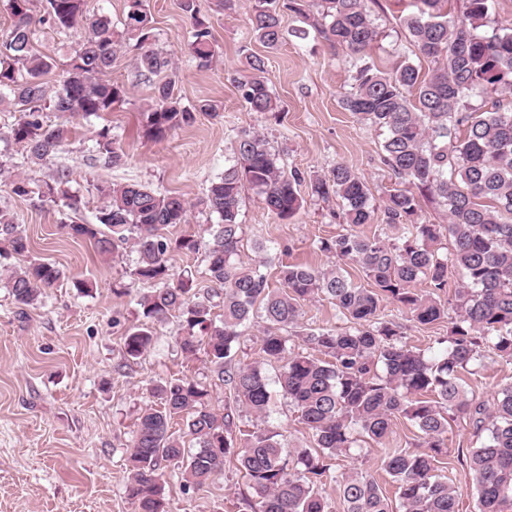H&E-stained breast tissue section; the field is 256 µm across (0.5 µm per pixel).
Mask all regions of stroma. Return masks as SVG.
I'll list each match as a JSON object with an SVG mask.
<instances>
[{"instance_id":"stroma-1","label":"stroma","mask_w":512,"mask_h":512,"mask_svg":"<svg viewBox=\"0 0 512 512\" xmlns=\"http://www.w3.org/2000/svg\"><path fill=\"white\" fill-rule=\"evenodd\" d=\"M200 3L212 26L216 52L208 67L199 66L185 50L192 22L179 0H146L159 47L178 59L176 94L188 106L218 102L219 116L200 112L192 125L163 138L138 136L136 118L152 103L154 84L139 79L131 53L122 52L109 78L127 89L126 102L102 117L75 119L76 137L58 157L71 171V188L82 200L79 210L16 196L0 181V206L8 207L22 225L30 256L54 263L64 273L44 302L23 315L9 288L0 283V512H134L124 495L127 456L137 415L151 399V385L186 376L209 389L214 409L223 410L229 401L228 390L204 354L191 360L181 355L177 316L154 324L150 350L135 360L127 357L125 338L140 323L138 300L150 289L133 274L136 256L124 245L99 255L88 240L64 230L72 222H94L101 204L94 184L140 183L196 201L223 173L238 132L258 129L286 165L303 176L327 174L344 162L356 170L375 200L398 186L381 160L382 135L342 105L355 73V59L348 51L331 49L318 37H293V29L303 22L289 11L282 15L284 42L267 50L253 38L248 24L255 0H237L226 10L219 8L218 0ZM370 8L381 33L370 55L388 69L408 50L400 18L411 12L412 0H372ZM252 53L268 61L278 116L248 111L239 98L233 79L246 69ZM105 126L125 154L122 165L104 166L85 150ZM300 194L301 210L282 221L252 190H244L239 262L252 265L268 254L285 263L324 269L335 265V258L320 251L318 243L343 232L342 202H322L305 187ZM78 279L89 283L87 292L75 288ZM381 314L402 323L408 345L429 355L442 351L450 319L422 326L388 300ZM510 383L512 364L494 358L485 359L476 374L466 378L467 389L486 401ZM261 428L279 434L290 466L299 451L314 444L296 408L277 389L265 419L237 410L233 438L242 442L246 433ZM480 443L465 420L452 421L446 473L458 491L459 512H477V504L472 476L457 455ZM381 457V447L363 438L358 448L332 464L341 472H371L384 484L388 478ZM162 484L171 512H252L249 503L256 498L234 460L225 462L223 471L202 489H185L181 470L173 465L166 468Z\"/></svg>"}]
</instances>
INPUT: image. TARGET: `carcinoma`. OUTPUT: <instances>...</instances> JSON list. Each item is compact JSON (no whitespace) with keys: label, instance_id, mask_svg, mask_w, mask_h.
I'll use <instances>...</instances> for the list:
<instances>
[{"label":"carcinoma","instance_id":"obj_1","mask_svg":"<svg viewBox=\"0 0 512 512\" xmlns=\"http://www.w3.org/2000/svg\"><path fill=\"white\" fill-rule=\"evenodd\" d=\"M0 1L12 16L11 26L0 32V103L18 105L21 112L7 132L0 131V140L21 147L27 164L15 174L0 161V177L9 179L14 195L77 208L81 198L69 186V168L58 166L46 179L40 173L72 138V119L98 118L126 101V89L106 79L123 48L135 51L138 76L159 78L152 104L139 112L138 135L159 138L192 124L197 112L219 111L214 103L184 106L175 95L174 55L158 47L144 0H128L118 25L106 16L84 17V0H46L38 18L31 13L30 0ZM368 2L255 0L250 14L251 32L267 49L283 43L282 12L288 9L310 20V28L294 30V37L305 40L313 31L331 47L358 57L343 106L381 132L382 162L404 187L378 205L366 183L344 162L326 176L309 179V187L311 195L324 202L340 199L348 226L344 233L321 241L320 249L340 262L356 264L367 284L337 266L280 263L279 287L272 288L264 268L274 259L266 256L254 266L237 262L245 188L283 221L303 205L299 186L304 177L296 169L287 170L267 136L254 130L237 135L232 163L195 203L142 184H96L103 199L96 223L65 225L72 236L93 242L102 256L119 243L130 244L137 254L133 275L151 284V290L139 300L145 322L125 337L127 356L137 359L150 349V324L176 312L183 322L177 338L181 354L191 358L204 350L236 404L222 414L214 411L209 390L187 377L152 386L156 404L137 417L127 458L125 495L135 512H169L161 486L163 464L181 466L184 486L199 490L224 470L231 456L237 457L258 498L254 512H326L319 486L328 481L339 487L344 512H393L373 474H337L328 460L349 453L360 437L383 444L400 417L417 428L420 443L417 450L383 449L381 463L396 484L399 512H458L457 491L440 469L442 457L448 455V419L454 416L469 420L476 434L487 433L463 460L472 476L478 512H512V386L487 403L467 391L461 377L464 372L476 374L474 367L490 355L512 363V102L503 98L512 91V26L484 31L491 0H466L461 18L442 11L444 0H415V10L402 23L415 53L429 59L433 68L423 76L406 57L386 72L370 60L379 31ZM181 9L193 25L187 51L206 65L215 55L209 19L201 14L198 0H181ZM80 23L84 35L51 87L44 76L54 61L36 49L40 28L64 31ZM236 83L249 111L278 112L264 56L250 55L247 73ZM476 92L483 95L478 108L469 103ZM50 112L56 120L48 118ZM87 150L105 166L124 160L108 127ZM422 198L440 203L448 223L416 221ZM191 207L216 217V229L206 239L166 237L163 230L186 223ZM378 210L384 223L402 228L401 243L357 230L372 223ZM443 237L450 245L447 258L439 255ZM27 251L29 241L21 225L8 208L0 207V256ZM174 251L204 252L211 291H195V276L188 270L172 272ZM450 262L462 270L464 281L445 306L433 293L448 288ZM61 278L59 267L40 259L5 273L6 286L22 312L42 304ZM422 278L432 292L413 288ZM320 294L334 301L350 326L303 334L304 345L318 352L317 357L286 353L289 337L282 331L297 324L301 302ZM386 299L424 326L453 308L456 319L447 347L429 357L407 345L401 324L380 317ZM257 305L265 323L262 360L237 366L235 347ZM217 307L222 310L219 320L213 312ZM272 363L280 365V391L313 435V449L298 453L302 475L288 470L277 433L255 431L238 450L230 437L236 409L242 407L257 418L266 415L271 389L264 365ZM178 419L185 422L190 447L186 435L172 431Z\"/></svg>","mask_w":512,"mask_h":512}]
</instances>
